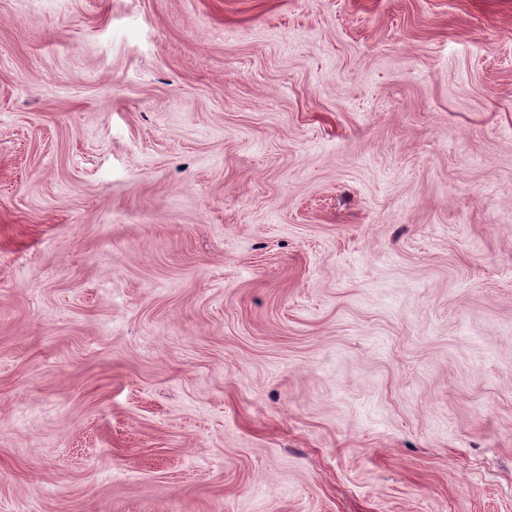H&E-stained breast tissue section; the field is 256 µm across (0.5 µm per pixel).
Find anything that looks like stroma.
Segmentation results:
<instances>
[{
	"label": "stroma",
	"mask_w": 512,
	"mask_h": 512,
	"mask_svg": "<svg viewBox=\"0 0 512 512\" xmlns=\"http://www.w3.org/2000/svg\"><path fill=\"white\" fill-rule=\"evenodd\" d=\"M0 512H512V0H0Z\"/></svg>",
	"instance_id": "obj_1"
}]
</instances>
